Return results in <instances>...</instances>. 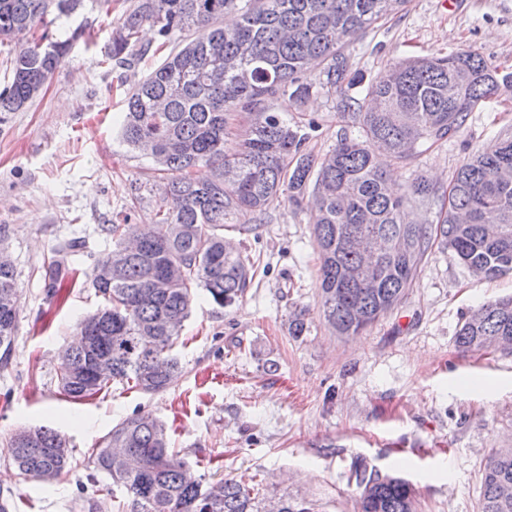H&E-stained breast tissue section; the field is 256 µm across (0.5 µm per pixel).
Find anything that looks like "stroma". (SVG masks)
I'll use <instances>...</instances> for the list:
<instances>
[{
  "label": "stroma",
  "instance_id": "stroma-1",
  "mask_svg": "<svg viewBox=\"0 0 512 512\" xmlns=\"http://www.w3.org/2000/svg\"><path fill=\"white\" fill-rule=\"evenodd\" d=\"M132 0H114L111 15L85 5L56 34L84 27L61 67L24 111L0 114V225L16 269L18 327L7 367H0V479H8L19 512H118L122 487L96 490L88 458L113 426L136 413L162 420L181 457L207 481L254 477L261 496L313 500L320 512H355L359 491L349 471L363 460L413 485L419 512H478L481 469L492 449L512 448V351L463 352L455 334L481 304L512 295V275L474 276L438 249L420 264L402 302L367 331L341 336L323 319L320 261L306 208L271 207L256 230L239 235L254 276L235 304L217 305L197 290L174 352L182 373L167 390L145 394L116 383L83 402L60 393L55 356L76 341V323L103 302L85 272L112 242L100 227L151 223L154 204L143 185L148 156L122 144L117 126L124 90L102 59L114 18ZM459 50L512 72V0H406L384 25L362 34L348 52L353 68L375 76L408 57ZM335 96L305 102L279 98L292 117L315 119L304 149L321 156L340 132ZM512 131V90L504 89L465 127L410 163L394 166L404 188L417 178L450 183L473 153ZM80 271L75 284L44 298L43 264L70 239ZM305 312L307 330L290 323ZM46 426L64 434L71 470L48 484L24 480L6 442L16 430Z\"/></svg>",
  "mask_w": 512,
  "mask_h": 512
}]
</instances>
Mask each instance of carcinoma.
<instances>
[{
  "mask_svg": "<svg viewBox=\"0 0 512 512\" xmlns=\"http://www.w3.org/2000/svg\"><path fill=\"white\" fill-rule=\"evenodd\" d=\"M83 0H0V45L26 41L10 55V80L0 87V113L20 112L81 36L51 41L36 31L70 17ZM405 0H134L112 27L105 58L126 69L150 48L139 43L148 24L165 59L127 90L119 122L126 145L150 156L154 222L144 233L123 218L103 224L108 259L88 278L104 305L78 323L81 341L57 352L60 390L84 400L118 382L144 392L167 389L178 374L171 355L195 290L231 305L251 283L254 262L224 235L230 216L259 222L276 202L307 204L320 255L322 312L342 336L355 335L391 311L410 288L434 246L453 252L471 273L512 274V136L493 153H475L444 189L425 180L403 193L386 167L420 148L456 135L471 112L512 87L478 54L407 58L371 79L352 69L344 49L391 16ZM189 32L195 37L183 38ZM341 95L337 115L361 135L343 134L322 157L303 150L300 122L273 108L289 96L307 100L322 90ZM237 140L224 145L225 138ZM205 166L210 175L194 177ZM441 201L434 224H413L406 209ZM44 267L46 293L76 272L64 254ZM174 277L173 288L158 282ZM19 299L12 262L0 257V357L12 351ZM499 337L512 345V297L490 301L464 318L455 343L483 350ZM18 475L50 482L69 472L71 450L57 431L20 429L7 442ZM94 470L124 486L128 512H268L265 498L244 479L203 486L187 460L171 451L164 424L132 414L92 450ZM350 480L360 489L357 512H417L411 484L363 461ZM277 512H318L306 498L283 495ZM478 512H512V448H497L482 473Z\"/></svg>",
  "mask_w": 512,
  "mask_h": 512,
  "instance_id": "cac0c4a2",
  "label": "carcinoma"
}]
</instances>
